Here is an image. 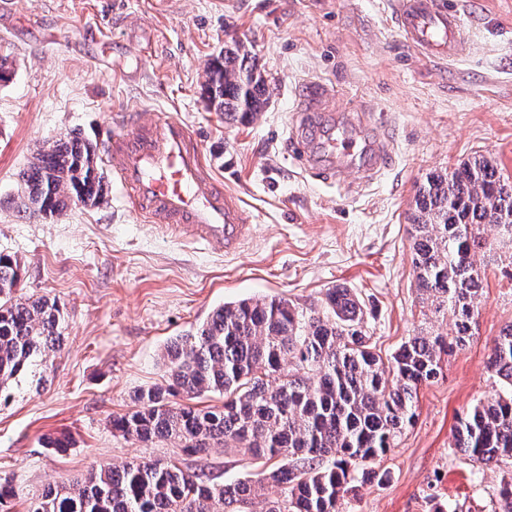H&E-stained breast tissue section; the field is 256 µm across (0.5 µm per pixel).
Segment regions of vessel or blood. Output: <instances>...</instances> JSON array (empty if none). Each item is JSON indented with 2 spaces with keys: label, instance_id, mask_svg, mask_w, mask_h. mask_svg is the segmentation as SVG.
I'll list each match as a JSON object with an SVG mask.
<instances>
[{
  "label": "vessel or blood",
  "instance_id": "b4317fda",
  "mask_svg": "<svg viewBox=\"0 0 512 512\" xmlns=\"http://www.w3.org/2000/svg\"><path fill=\"white\" fill-rule=\"evenodd\" d=\"M395 21L419 52L452 59L463 50L460 14L445 0H398ZM302 87L291 141L305 171L337 180L351 165L369 179L384 168L388 153L379 140L361 137L351 116L327 111L329 89L314 81ZM114 124L106 152L134 211L165 235L238 251L250 233L249 216L241 199L210 174L189 127L173 117L136 121L128 112Z\"/></svg>",
  "mask_w": 512,
  "mask_h": 512
}]
</instances>
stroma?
<instances>
[{
    "instance_id": "obj_1",
    "label": "stroma",
    "mask_w": 512,
    "mask_h": 512,
    "mask_svg": "<svg viewBox=\"0 0 512 512\" xmlns=\"http://www.w3.org/2000/svg\"><path fill=\"white\" fill-rule=\"evenodd\" d=\"M468 48L456 61L408 47L396 0H11L0 10V253L23 270V295L57 300L63 341L0 404V483L11 512L51 485L99 464L177 459L176 444L128 441L113 416L135 392L164 384L163 354L213 311L246 298L308 306L343 285L363 302L377 349L389 358L424 321L408 234L418 185L476 155L512 176V0H452ZM246 44L271 94L243 124L201 94L207 61ZM335 91L336 111L356 110L384 140L388 164L373 179L311 178L288 154L304 80ZM120 108L172 116L201 143L212 174L251 214L234 254L158 232L110 180L95 208L69 205L29 218L13 203L36 147L76 133L104 144ZM465 346L422 385L414 424L376 460L375 475L345 512H492L508 465L465 460L450 446L458 419L493 394L491 340L512 323V276L488 267ZM70 435L62 456L45 436Z\"/></svg>"
}]
</instances>
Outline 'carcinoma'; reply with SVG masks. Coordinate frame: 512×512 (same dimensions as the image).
Returning a JSON list of instances; mask_svg holds the SVG:
<instances>
[{"label": "carcinoma", "mask_w": 512, "mask_h": 512, "mask_svg": "<svg viewBox=\"0 0 512 512\" xmlns=\"http://www.w3.org/2000/svg\"><path fill=\"white\" fill-rule=\"evenodd\" d=\"M205 75L203 93L218 112L252 120L268 106L261 68L239 44L211 58ZM19 178L17 207L33 218L71 203L98 206L107 194L98 146L80 136L43 144ZM409 221L421 314L451 317L450 331L423 330L385 361L349 288H329L309 308L284 298L226 303L167 345V384L137 392L136 409L113 416L112 431L142 443L170 440L199 459L216 448L242 450L265 469L218 484L203 469L131 460L48 487L29 512H343L355 484L373 476L372 461L413 425L419 387L470 337L482 272L502 260L484 228L512 243V178L481 155L432 172ZM20 280L17 260L0 254V395L61 347L60 305L17 296ZM488 371L499 390L459 418L450 444L485 465L512 461V324L493 340ZM216 392L224 405L193 403ZM274 459L281 464L267 468ZM270 482L279 497L265 496Z\"/></svg>", "instance_id": "obj_1"}]
</instances>
